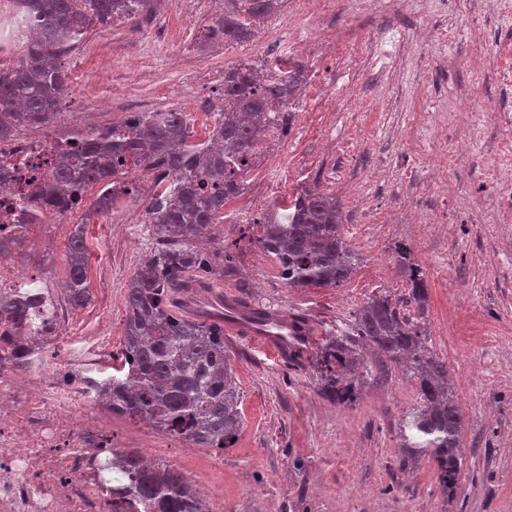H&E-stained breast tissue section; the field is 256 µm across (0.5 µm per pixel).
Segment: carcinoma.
<instances>
[{"mask_svg": "<svg viewBox=\"0 0 512 512\" xmlns=\"http://www.w3.org/2000/svg\"><path fill=\"white\" fill-rule=\"evenodd\" d=\"M156 0H18L35 29L25 54L0 67V138L19 128L40 126L60 114L68 86L61 59L81 41L86 28L113 17L155 10ZM283 0H225L224 13L204 29L206 41L240 42L252 35L253 21L277 14ZM307 82L295 64L282 78H269L264 64L224 70V107L205 141L192 139L184 112H135L109 127L73 129L64 138L68 157L52 179L36 190L42 217H62L83 207L89 187L107 186L97 204L112 202V185L131 171L160 169L170 186L146 209V223L160 236V246L129 281L121 357L99 387L96 400L112 411L206 448H230L241 424L233 373L224 358V327L192 318L174 305L192 278L225 275L233 255L224 250L223 265L212 268L198 244L211 239L224 204L241 193L250 170L254 141L267 113L297 99ZM259 246L278 260L290 288H337L351 276L357 257L343 232L338 202L303 190L295 198L254 221ZM394 259L410 269L408 300L423 307L427 282L411 250L394 249ZM87 248L82 229L72 234L68 251L66 300L73 309L90 300ZM52 301L37 289L0 296V343L8 360L27 354V330L40 333L49 323ZM364 343L416 378L419 405L408 417L403 447L428 455L437 467L442 491L451 493L460 477L463 418L448 382V365L426 347L422 311L411 317L400 302L378 295L356 315L354 336H336L313 359L325 395L340 403L356 397L349 374L357 360L353 345ZM114 477L135 474L126 492L154 512H200L190 481L172 468L145 464L130 450H112Z\"/></svg>", "mask_w": 512, "mask_h": 512, "instance_id": "carcinoma-1", "label": "carcinoma"}]
</instances>
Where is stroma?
Masks as SVG:
<instances>
[{
    "label": "stroma",
    "mask_w": 512,
    "mask_h": 512,
    "mask_svg": "<svg viewBox=\"0 0 512 512\" xmlns=\"http://www.w3.org/2000/svg\"><path fill=\"white\" fill-rule=\"evenodd\" d=\"M149 19L93 25L63 60L72 83L56 130L68 134L74 112L94 113L108 126L131 112L212 111L223 92L224 47L199 46L209 24L193 15L188 0ZM390 19L350 14L335 0L319 25L305 29L338 45L355 63L350 77L360 95L388 97L390 111L360 112L336 96L330 112H311L306 125L290 122L271 161L286 173L270 193L249 178L242 199L259 215L294 199L321 178L322 142L352 155L336 191L344 233L361 259L351 280L338 288H291L277 262L256 242V227L228 224L225 244L236 245L237 276H211L234 295L313 323L311 350L351 333L354 314L370 297L404 296L409 273L391 251L406 244L429 288L426 312L430 350L448 365L463 415V467L454 494L442 492L429 457L411 458L401 446L402 425L417 405L419 387L376 352H360L356 399L338 404L321 390L310 360L277 364L255 345L234 336L224 350L239 387L241 428L232 447L199 448L178 456L180 472L208 479L224 495V512H512V223L488 218L512 183L489 171L499 143L512 129L495 124L484 102L493 97L512 111V89L498 82L502 50L512 43V12L496 0H430L426 15L402 20L403 49L393 66L369 57ZM449 23L455 38L441 47L436 32ZM484 38L473 41L472 26ZM482 68L473 72L472 56ZM469 141L468 152L457 145ZM441 156L453 193L432 175L403 160L414 143ZM366 188L386 223L364 224L351 195ZM100 187L84 206L63 218L48 217L17 253L18 265L44 279L64 280L68 243L83 225L89 261L90 303L72 320L50 367L76 362L111 374L119 356L130 278L155 247L145 209L152 193L136 182L129 207L97 209ZM112 338L111 348L97 344Z\"/></svg>",
    "instance_id": "1"
}]
</instances>
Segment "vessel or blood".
Instances as JSON below:
<instances>
[{
	"label": "vessel or blood",
	"mask_w": 512,
	"mask_h": 512,
	"mask_svg": "<svg viewBox=\"0 0 512 512\" xmlns=\"http://www.w3.org/2000/svg\"><path fill=\"white\" fill-rule=\"evenodd\" d=\"M185 314L223 322L227 335L261 343L279 360H287L291 352L307 348L312 322L295 314L257 313L255 308L240 303L236 296L205 282L191 283L176 299Z\"/></svg>",
	"instance_id": "1"
}]
</instances>
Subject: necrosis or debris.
<instances>
[{"mask_svg":"<svg viewBox=\"0 0 512 512\" xmlns=\"http://www.w3.org/2000/svg\"><path fill=\"white\" fill-rule=\"evenodd\" d=\"M13 2L0 0V60L20 56L33 36ZM276 37L280 49L270 65L276 76L287 73L300 48L315 59L336 56L334 44L307 42L292 18L269 20L255 43L236 44L232 52L252 55L258 43ZM57 142L51 130L0 139V224L8 230L25 226L37 175L54 162ZM65 321L64 312H57L51 333L41 336L25 365L0 363V512H146L130 495L114 492L109 466L119 442L89 411L91 373L46 369L47 348Z\"/></svg>","mask_w":512,"mask_h":512,"instance_id":"necrosis-or-debris-1","label":"necrosis or debris"}]
</instances>
